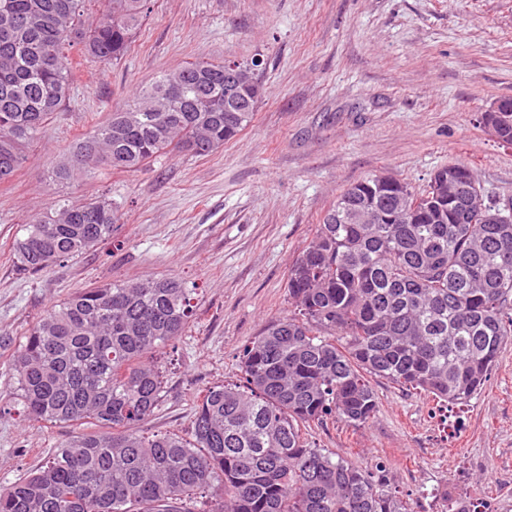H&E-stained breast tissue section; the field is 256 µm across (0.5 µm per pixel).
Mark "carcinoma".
<instances>
[{
	"label": "carcinoma",
	"mask_w": 512,
	"mask_h": 512,
	"mask_svg": "<svg viewBox=\"0 0 512 512\" xmlns=\"http://www.w3.org/2000/svg\"><path fill=\"white\" fill-rule=\"evenodd\" d=\"M0 0V184L27 160L70 97L69 49L121 61L151 0ZM238 63L237 112L224 111V63L189 62L152 86L52 167L68 183L101 165L137 171L166 151L208 155L253 120L251 69ZM512 139V115L486 116ZM463 163L422 190L382 173L350 184L288 272L294 311L245 348L242 380L206 389L191 439L146 436L164 397L157 348L183 335L191 289L176 276L80 288L26 332L8 367L24 416L76 426L33 472L0 491V512H411L377 463L333 459L301 427L370 422V379L445 405L479 395L512 342V221ZM109 198L56 200L13 243L20 270L39 273L112 240Z\"/></svg>",
	"instance_id": "cac0c4a2"
}]
</instances>
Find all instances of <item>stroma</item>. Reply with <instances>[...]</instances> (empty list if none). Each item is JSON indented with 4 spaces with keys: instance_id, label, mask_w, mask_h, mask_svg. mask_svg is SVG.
Returning <instances> with one entry per match:
<instances>
[{
    "instance_id": "1",
    "label": "stroma",
    "mask_w": 512,
    "mask_h": 512,
    "mask_svg": "<svg viewBox=\"0 0 512 512\" xmlns=\"http://www.w3.org/2000/svg\"><path fill=\"white\" fill-rule=\"evenodd\" d=\"M260 57L254 119L206 156L161 155L126 173L99 167L59 186L52 166L163 72ZM70 99L30 159L0 185V490L40 466L70 426L27 421L7 363L28 328L79 288L174 275L195 316L161 350L165 396L144 434L189 435L200 391L239 381L244 348L286 316L288 271L349 184L389 173L424 188L461 162L512 196V145L480 122L512 99V0H151L116 65L73 56ZM108 195L112 242L32 275L12 246L49 202ZM365 427L313 423L305 440L361 467L381 462L410 512L440 494L512 512V343L468 405L440 411L383 379Z\"/></svg>"
}]
</instances>
